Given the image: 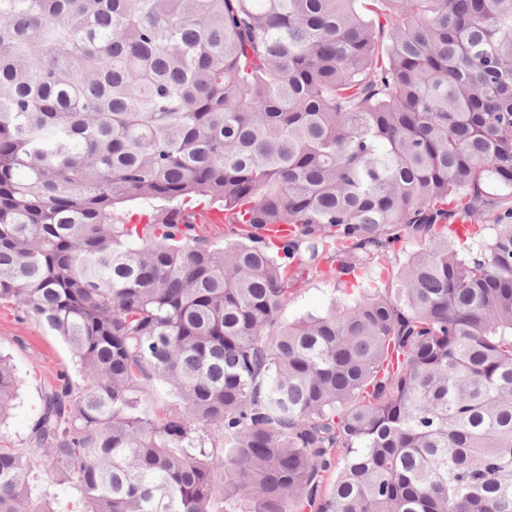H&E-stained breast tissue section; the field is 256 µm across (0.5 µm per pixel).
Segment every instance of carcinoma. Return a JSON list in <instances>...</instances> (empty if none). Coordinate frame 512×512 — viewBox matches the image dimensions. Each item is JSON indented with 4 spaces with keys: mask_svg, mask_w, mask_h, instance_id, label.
<instances>
[{
    "mask_svg": "<svg viewBox=\"0 0 512 512\" xmlns=\"http://www.w3.org/2000/svg\"><path fill=\"white\" fill-rule=\"evenodd\" d=\"M1 299L0 512H512V0H0ZM209 224H199L200 232L211 242L223 244L224 241L234 238L228 228L224 226V213L218 210H211L206 213ZM339 288L348 287L336 283L332 278L309 277L289 300L284 319L292 323L310 315L326 314L334 304L345 298ZM12 300H0V354L13 366L18 397L0 429L3 445L26 448L31 424L41 404L42 391L55 374L66 371L74 383L80 374L60 338L34 320H23Z\"/></svg>",
    "mask_w": 512,
    "mask_h": 512,
    "instance_id": "1",
    "label": "carcinoma"
}]
</instances>
